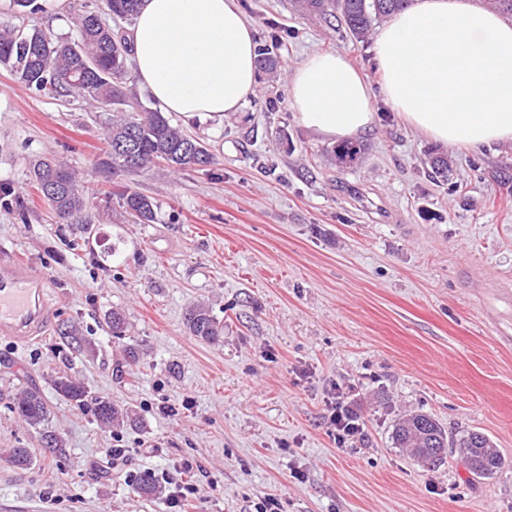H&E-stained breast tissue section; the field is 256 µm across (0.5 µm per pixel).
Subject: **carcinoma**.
Listing matches in <instances>:
<instances>
[{
    "mask_svg": "<svg viewBox=\"0 0 512 512\" xmlns=\"http://www.w3.org/2000/svg\"><path fill=\"white\" fill-rule=\"evenodd\" d=\"M411 0H293L295 11L304 17L336 18L355 39L365 38L373 24L409 5ZM139 0H105L113 17L131 20ZM77 36L72 39L36 24L24 29L6 27L0 30V66L8 69L17 81L32 92L51 97H72L110 114L105 126L107 150L99 162L103 171H144L156 163L187 170L207 167L213 158L202 143L175 126L166 113L146 107L128 88L130 74L126 39L113 33L94 11H86L76 21ZM365 152L361 143L346 142L334 151L336 166L344 168L359 162ZM33 188L42 192L58 218L73 230L71 245L91 234L93 215L88 188L80 185L77 175L66 164L38 159L31 165ZM118 206L140 224L154 222L153 201L146 195L126 189L117 197ZM112 337L126 336L123 314L108 316ZM189 332L205 341H214L223 327L202 306L187 311ZM57 392L69 403L92 411L97 421L112 425L123 418V412L111 400L89 397L81 383L63 373L53 379ZM12 412L42 437L51 453L65 451L62 439L49 431L50 410L37 390L29 389L13 401ZM393 440L422 467L434 468L444 462L453 449L459 448L469 471L477 477L494 475L502 468V458L485 435L474 437L468 432L449 436L433 418L416 413L399 421ZM136 491L143 497H155L160 487L154 478L144 474Z\"/></svg>",
    "mask_w": 512,
    "mask_h": 512,
    "instance_id": "1",
    "label": "carcinoma"
}]
</instances>
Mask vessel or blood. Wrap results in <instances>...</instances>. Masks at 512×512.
Instances as JSON below:
<instances>
[{
	"label": "vessel or blood",
	"mask_w": 512,
	"mask_h": 512,
	"mask_svg": "<svg viewBox=\"0 0 512 512\" xmlns=\"http://www.w3.org/2000/svg\"><path fill=\"white\" fill-rule=\"evenodd\" d=\"M51 315L45 278L22 265H0V336L22 345L42 333Z\"/></svg>",
	"instance_id": "obj_1"
}]
</instances>
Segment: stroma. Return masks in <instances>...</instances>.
I'll return each instance as SVG.
<instances>
[{"mask_svg": "<svg viewBox=\"0 0 512 512\" xmlns=\"http://www.w3.org/2000/svg\"><path fill=\"white\" fill-rule=\"evenodd\" d=\"M41 2L25 18L0 0V27L71 36L73 17L101 0ZM238 3L280 64L259 72L223 128L187 127L214 157L202 169L98 173L104 113L36 95L0 67V184L24 203L0 204V259L46 278L52 309L28 346L0 337V512H172L167 495L139 497L135 483L186 462L200 512H255L268 495L283 512H512V145L446 149L380 101L362 162L337 167L334 143L295 117L289 72L333 51L377 87L371 42L298 17L291 0ZM442 150L444 182L428 175ZM39 158L95 190L88 245L70 246L31 187ZM127 188L153 199L154 223L105 202ZM197 304L223 325L219 341L188 331ZM114 310L121 341L106 324ZM64 322L80 351L59 336ZM61 372L128 421L104 426L70 405L52 384ZM29 386L62 455L44 453L8 406ZM338 402L363 427L342 446L329 419ZM418 412L452 435L485 434L506 465L489 478L456 454L420 467L392 439ZM15 448L30 449V468L11 464Z\"/></svg>", "mask_w": 512, "mask_h": 512, "instance_id": "stroma-1", "label": "stroma"}]
</instances>
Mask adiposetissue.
<instances>
[{"instance_id": "ef3b65f1", "label": "adipose tissue", "mask_w": 512, "mask_h": 512, "mask_svg": "<svg viewBox=\"0 0 512 512\" xmlns=\"http://www.w3.org/2000/svg\"><path fill=\"white\" fill-rule=\"evenodd\" d=\"M133 73L160 111L217 129L256 85L252 22L236 0H140L126 35ZM379 92L335 52L290 71L296 118L332 140L370 131L375 96L451 147L512 144V24L469 0H413L378 29Z\"/></svg>"}]
</instances>
